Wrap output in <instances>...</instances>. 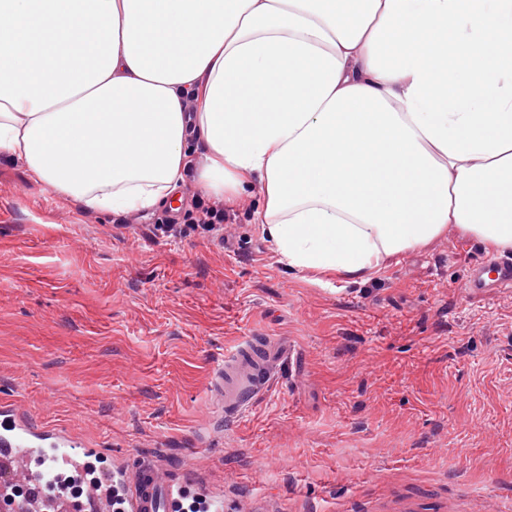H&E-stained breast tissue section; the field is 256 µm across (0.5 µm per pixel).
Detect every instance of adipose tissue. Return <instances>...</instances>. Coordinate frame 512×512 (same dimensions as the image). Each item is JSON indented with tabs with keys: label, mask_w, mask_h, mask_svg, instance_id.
Segmentation results:
<instances>
[{
	"label": "adipose tissue",
	"mask_w": 512,
	"mask_h": 512,
	"mask_svg": "<svg viewBox=\"0 0 512 512\" xmlns=\"http://www.w3.org/2000/svg\"><path fill=\"white\" fill-rule=\"evenodd\" d=\"M0 154L102 213L260 183L299 272L512 251V0H0Z\"/></svg>",
	"instance_id": "1"
}]
</instances>
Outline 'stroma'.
<instances>
[{"mask_svg": "<svg viewBox=\"0 0 512 512\" xmlns=\"http://www.w3.org/2000/svg\"><path fill=\"white\" fill-rule=\"evenodd\" d=\"M258 185L223 237L157 238L51 196L0 157V402L114 468L201 466L227 512H496L512 499V292L470 295L487 255L448 225L366 282L280 264ZM284 341L225 419L211 386L244 340Z\"/></svg>", "mask_w": 512, "mask_h": 512, "instance_id": "stroma-1", "label": "stroma"}]
</instances>
